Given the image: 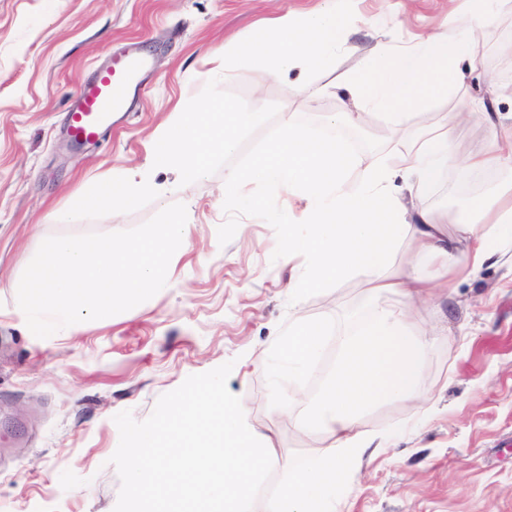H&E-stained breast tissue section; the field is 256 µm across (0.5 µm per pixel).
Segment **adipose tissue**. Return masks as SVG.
Listing matches in <instances>:
<instances>
[{"instance_id":"adipose-tissue-1","label":"adipose tissue","mask_w":512,"mask_h":512,"mask_svg":"<svg viewBox=\"0 0 512 512\" xmlns=\"http://www.w3.org/2000/svg\"><path fill=\"white\" fill-rule=\"evenodd\" d=\"M325 2L316 11L275 17L230 48L269 76L297 74V92L309 93L308 73L321 68L347 42L336 0ZM499 3L475 0L470 12H449V37L429 31L411 46L379 42L370 65L344 75L339 83L356 111L329 114L327 124L335 127L375 113L392 128L405 127L408 108L429 96L447 94L458 84L460 64L474 61L483 25ZM483 114L496 135L489 147L463 160L457 159L444 124L420 127L390 164L363 162L335 140L310 137L295 124L280 127L252 168L274 194L284 192L302 203L306 232L301 236L273 197L243 196L236 190L238 174L225 177L219 204L260 211L268 223L281 225L285 259L299 250L307 253L308 269L302 280L290 285L292 295L359 273L372 292L397 293L406 302L398 311L376 307L357 334L338 339L335 368L306 402L305 415L295 420L301 427L321 428L335 449L285 468L267 512H340L341 495L350 491L352 474L366 449L389 441L388 435L362 432L365 411L381 400L419 399L432 405V397L421 396L418 390L427 342L408 334L406 312L431 300L436 289L447 287L450 275L474 272L496 255L497 237L512 233V188L475 205L470 221L485 225L481 234L472 233L471 225L455 235L444 233L408 200L434 182L442 167L457 163L464 169H495L512 162V113ZM404 240L412 245L410 255L400 273L389 276V258ZM328 339L324 322L300 318L289 327L284 348L270 369L277 398L295 400V378L310 369Z\"/></svg>"}]
</instances>
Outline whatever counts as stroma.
Wrapping results in <instances>:
<instances>
[{
  "mask_svg": "<svg viewBox=\"0 0 512 512\" xmlns=\"http://www.w3.org/2000/svg\"><path fill=\"white\" fill-rule=\"evenodd\" d=\"M321 0H0V512H113L120 480L110 458L119 443L114 417L146 419L158 398L188 376L226 362L229 390L248 405L247 421L282 465L312 458L331 444L316 429L294 425L302 406L282 409L268 374L295 317L327 322L334 336L297 390L315 393L336 365L337 337L357 330L375 304L404 305L391 293L372 300L362 275L311 290L295 303L288 285L302 278L305 252L282 257L281 231L256 211H224L216 194L223 173L181 188L190 206L187 247L169 265L167 285L135 308L94 321L72 336L35 337L17 305L19 281L50 236L135 228L160 201L120 216L53 220L79 193L112 172L141 167L158 128L207 81L254 108L282 105L278 122L311 136L338 134L364 159L404 149L420 122H444L458 158L481 151L493 136L480 114L453 120L458 99H497L512 109V0L490 19L473 68L445 98L418 106L404 131L377 117L333 131L330 112L348 101L336 81L363 69L379 39L408 41L448 29V10L469 12L471 0H414L398 28L386 22L400 0H336L348 45L310 82L321 96L298 94L293 79L274 78L244 63L225 73L214 49L249 37L285 11ZM146 57L142 89L98 144L73 151L66 104L109 53ZM497 74L490 88L484 76ZM512 182V165L493 170L443 169L419 201L455 231L480 199ZM411 333L429 338L422 393L438 397L421 419L417 403L387 400L371 408L362 428L393 435L389 447L365 457L355 474L348 512H512V258L486 261L476 275L452 278L447 291L411 312Z\"/></svg>",
  "mask_w": 512,
  "mask_h": 512,
  "instance_id": "1",
  "label": "stroma"
}]
</instances>
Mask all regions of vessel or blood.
I'll return each instance as SVG.
<instances>
[{
    "label": "vessel or blood",
    "instance_id": "obj_1",
    "mask_svg": "<svg viewBox=\"0 0 512 512\" xmlns=\"http://www.w3.org/2000/svg\"><path fill=\"white\" fill-rule=\"evenodd\" d=\"M146 64L145 58L122 55L94 81L82 85L67 128L70 139L92 143L100 130L111 124L113 113L124 111L128 99L136 94Z\"/></svg>",
    "mask_w": 512,
    "mask_h": 512
}]
</instances>
